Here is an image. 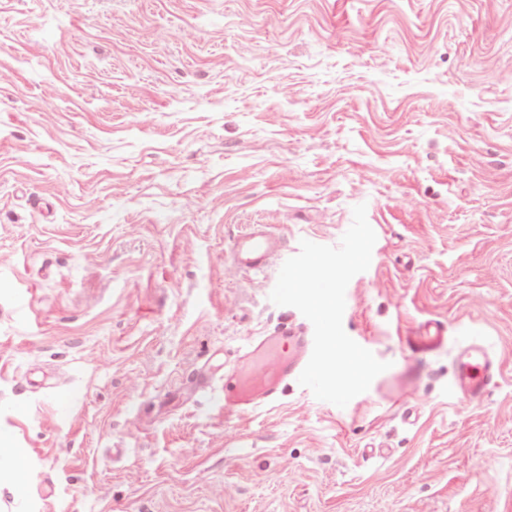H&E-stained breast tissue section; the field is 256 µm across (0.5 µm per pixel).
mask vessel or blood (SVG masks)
Here are the masks:
<instances>
[{
	"label": "vessel or blood",
	"mask_w": 512,
	"mask_h": 512,
	"mask_svg": "<svg viewBox=\"0 0 512 512\" xmlns=\"http://www.w3.org/2000/svg\"><path fill=\"white\" fill-rule=\"evenodd\" d=\"M280 241L265 225H251L237 243L228 269L263 272L278 253ZM444 328L425 322L413 344L431 348L442 340ZM313 350V338L301 325L275 328L247 339L234 363L224 367V414L239 416L277 400L281 383L301 374ZM456 395L471 404L481 403L489 385L501 375L497 357L480 340L460 343L454 354Z\"/></svg>",
	"instance_id": "b4317fda"
}]
</instances>
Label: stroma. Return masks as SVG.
<instances>
[{
	"label": "stroma",
	"instance_id": "35a3bbf8",
	"mask_svg": "<svg viewBox=\"0 0 512 512\" xmlns=\"http://www.w3.org/2000/svg\"><path fill=\"white\" fill-rule=\"evenodd\" d=\"M1 69L0 512H512V0H0ZM361 203L343 328L388 370L225 417V360L305 321L285 260ZM252 224L282 251L230 272ZM443 331L444 327L440 323L427 321L421 326L420 336L410 337L409 342L417 349L431 348L441 342ZM456 395L471 404L483 401L487 388L501 376V364L497 357L480 340L460 343L454 354ZM12 440L8 435L0 433V484H22L27 471V460L16 448L11 446Z\"/></svg>",
	"mask_w": 512,
	"mask_h": 512
}]
</instances>
